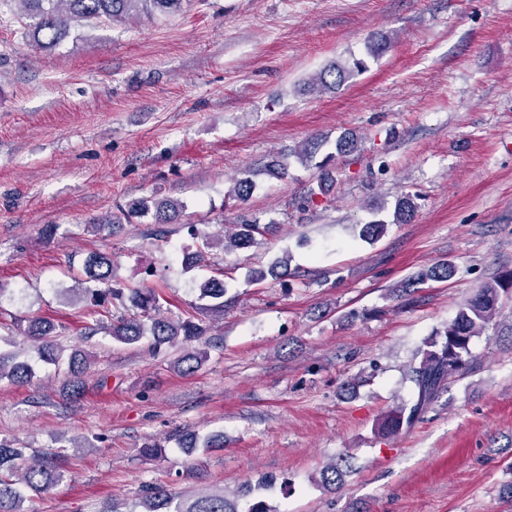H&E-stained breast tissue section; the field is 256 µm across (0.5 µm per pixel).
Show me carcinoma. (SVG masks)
Wrapping results in <instances>:
<instances>
[{"instance_id":"cac0c4a2","label":"carcinoma","mask_w":512,"mask_h":512,"mask_svg":"<svg viewBox=\"0 0 512 512\" xmlns=\"http://www.w3.org/2000/svg\"><path fill=\"white\" fill-rule=\"evenodd\" d=\"M24 7L26 35L38 48H47L58 42L68 31V23L90 19L114 20L134 11L141 12L152 8L161 13L176 12L181 9L183 0H20ZM363 62L355 59L351 63H336L319 72L312 85L323 90L334 88L355 72L361 70ZM254 182L247 176L237 178L227 192V197L239 202L246 201L253 193ZM181 205L174 200L157 201L145 197L119 207V215L107 216L92 224L98 230L110 229L121 221L133 220L147 215L156 224H170L176 220ZM417 206L413 196L406 195L396 204L394 221L398 224L410 222ZM189 236L195 241L191 261L201 264L216 246L230 252L250 247L257 238L268 235L273 225L262 224L256 218H245L234 225V231L215 237L196 225H187ZM385 231V223L371 221L360 227L358 236L366 242L380 238ZM112 256L105 253L91 254L83 264L85 282L98 283V288H72L63 298L73 303L87 300L94 310L92 323L86 326L85 335L102 334L124 344H135L147 336L152 337L154 347L175 346L191 342L205 335V330L190 319L174 320L160 310V301L155 289L145 285L129 287L112 285ZM455 274L452 263L436 264L408 278L395 287L398 296H409L424 282L447 281ZM512 287V271L495 276L477 289L457 310L442 330L436 332L441 340L430 341L431 349L424 352L418 365L411 367L409 379L415 386L416 398L411 404H398L381 418L378 431L385 437L399 435L413 426L437 397L447 381L462 375L468 366L470 341L484 333L490 323L500 313V297ZM199 297L216 301L214 307L224 312V268L211 269L199 288ZM132 302L135 312H119L105 321L98 317V308L108 305H125ZM14 327L17 335L27 338L49 362L61 358L63 348L52 339L55 325L41 317H16ZM203 350L183 354L174 362V367L183 374H192L206 361ZM33 377V368L21 359L18 350H0V379L7 378L16 383H27ZM204 448L224 447L221 434L191 437L186 449L189 452ZM62 477L60 466L49 456L25 458L24 450L12 441L0 439V512H23L20 503L24 496L20 487L45 493ZM344 470L333 463L321 471L323 485L343 484ZM102 512H239L237 504L224 496V491H214L192 497H182L169 492L163 486L148 485L138 501L131 505L112 503Z\"/></svg>"}]
</instances>
